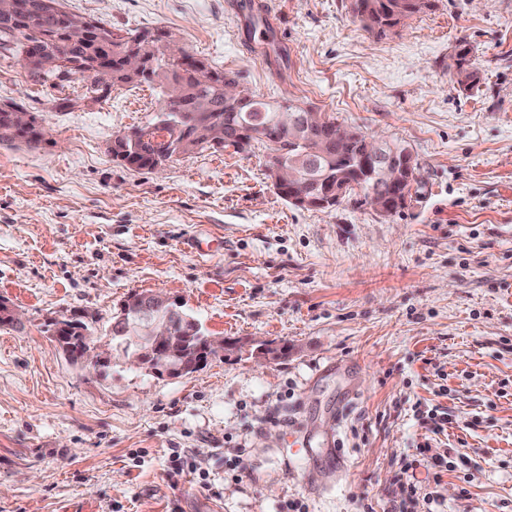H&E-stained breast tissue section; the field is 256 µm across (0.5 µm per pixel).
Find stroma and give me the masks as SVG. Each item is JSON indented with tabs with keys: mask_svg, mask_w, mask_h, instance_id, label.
<instances>
[{
	"mask_svg": "<svg viewBox=\"0 0 512 512\" xmlns=\"http://www.w3.org/2000/svg\"><path fill=\"white\" fill-rule=\"evenodd\" d=\"M61 2L121 34L163 31L261 99L402 141L418 181L385 217L351 197L289 204L266 142L136 170L112 145L157 121V86L98 99L1 61L0 103L46 134L0 144V299L22 318L0 326V512H390L408 465L423 493L408 512H512V0H435L385 37L349 0H271L268 20L227 0ZM254 28L273 46L244 47ZM463 44L468 91L448 69ZM134 292L175 299L230 349L187 377L119 360L103 376L46 331L79 315L106 340ZM248 340L288 354L257 361ZM329 425L337 461L289 466V432L317 442ZM178 454L196 473L172 477Z\"/></svg>",
	"mask_w": 512,
	"mask_h": 512,
	"instance_id": "obj_1",
	"label": "stroma"
}]
</instances>
